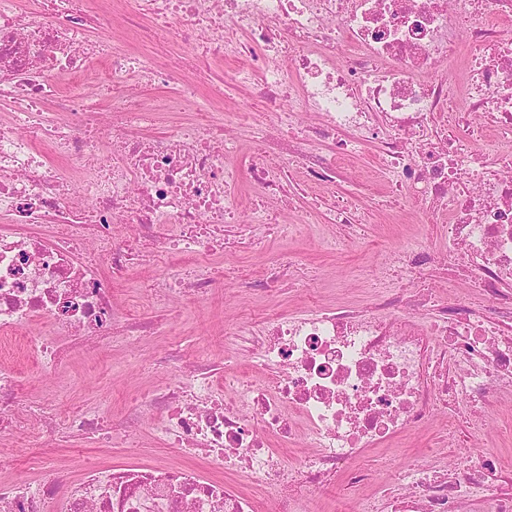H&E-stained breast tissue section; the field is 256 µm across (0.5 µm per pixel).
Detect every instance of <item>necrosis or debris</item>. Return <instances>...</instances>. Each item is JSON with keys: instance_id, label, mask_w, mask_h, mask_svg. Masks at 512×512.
Instances as JSON below:
<instances>
[{"instance_id": "necrosis-or-debris-1", "label": "necrosis or debris", "mask_w": 512, "mask_h": 512, "mask_svg": "<svg viewBox=\"0 0 512 512\" xmlns=\"http://www.w3.org/2000/svg\"><path fill=\"white\" fill-rule=\"evenodd\" d=\"M130 22L153 38L195 37L196 59L249 58L225 71L214 107L153 135L162 112L195 91L137 107L132 95L169 82L148 53L134 55L94 38L91 0H42L37 12L0 0V216L31 224V235L0 232V334L32 330L44 376L77 344L128 343L154 335L152 322L112 303L104 278L191 252L188 271L144 284L159 309L209 299L216 281L273 297L303 292L300 310L272 313L230 330L249 370L227 372L191 361L184 341L152 358L154 388L121 415L105 406L67 409L30 400L16 374L0 368V437L45 450L90 439L128 447L149 423L185 464L116 469L84 461L67 483L0 481V512H255L251 491L226 485L246 473L269 492L275 512H299L303 496L336 480L356 490L372 474L371 450L441 418L481 425L491 397L512 392V151L488 153L484 129L512 141V33L494 16L512 0H118ZM462 58L458 78L448 61ZM105 63L112 88L107 123L80 76ZM243 87L261 108L240 112L229 92ZM250 133L248 167L236 162L235 128ZM380 143L394 194L444 226L455 251L446 267L427 242L393 250L368 308L328 304L309 288L294 252L271 269L242 276L215 256L262 249L292 236L280 211H257L232 235L243 179L283 192L291 167L305 189L323 190L328 221L357 228L337 197L342 156ZM110 159L97 163L101 151ZM126 235H118L117 225ZM464 275L471 295L453 301L421 292L436 271ZM499 451L449 457L446 472L423 450L395 469L362 512H512L502 492ZM216 468L203 475L196 456Z\"/></svg>"}]
</instances>
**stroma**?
Masks as SVG:
<instances>
[{"instance_id":"obj_1","label":"stroma","mask_w":512,"mask_h":512,"mask_svg":"<svg viewBox=\"0 0 512 512\" xmlns=\"http://www.w3.org/2000/svg\"><path fill=\"white\" fill-rule=\"evenodd\" d=\"M193 44L174 39L159 51L162 67L172 70L174 78L184 79L208 89L218 84L229 64L219 61L205 71L192 66ZM379 145L364 146L351 161L350 173L341 184L339 193L354 205L356 213L366 221V235L346 251L321 249L312 229H319L326 238H341L338 225L324 221V210L311 203H298L286 213L288 223L298 225L296 237L273 239L260 251L214 258V266L231 265L251 272L265 271L272 254L288 249L300 253L318 272L317 283L324 299L332 304L359 305L365 303L391 249L403 247L426 236L436 248L447 250L448 239L438 225L423 223L405 210L386 186L381 176ZM112 294L119 308L153 319L158 325L172 329L191 341L194 354L216 364H223L227 354L224 325L233 321L239 308L247 307L259 313L294 312L301 305L298 293L286 292L278 297L260 300L248 292H224L216 288L207 304L189 308L186 316L177 312L153 309L143 293L135 288L115 285ZM166 337L153 336L134 342L130 349L116 350L105 345H91L68 350L62 364L46 377L36 374L35 358L28 337L16 335L0 342V365L14 370L27 392L35 396L57 395L66 405H90L111 402L113 410H122L128 398L146 394L157 382L156 375L139 372L134 361L145 358L163 347ZM500 450V465L512 475V395L502 393L490 412V419L474 442L452 447L460 456L477 455L484 446ZM52 454L58 458V478L75 476L79 456L96 458L115 467L132 463L152 464L163 460L180 464L179 456L163 448L150 430H143L138 448H95L80 443L78 449L59 447Z\"/></svg>"}]
</instances>
